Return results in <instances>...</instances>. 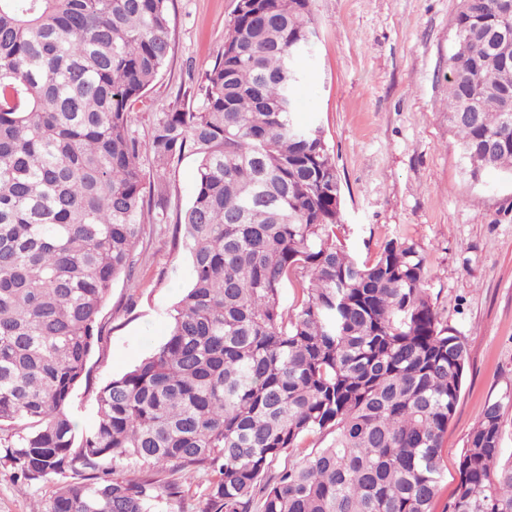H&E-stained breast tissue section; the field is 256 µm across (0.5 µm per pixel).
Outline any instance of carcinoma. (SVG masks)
I'll return each mask as SVG.
<instances>
[{"label":"carcinoma","mask_w":512,"mask_h":512,"mask_svg":"<svg viewBox=\"0 0 512 512\" xmlns=\"http://www.w3.org/2000/svg\"><path fill=\"white\" fill-rule=\"evenodd\" d=\"M168 2L0 0L5 460L53 484L32 512H163L177 486L127 472L169 465L215 473L201 512H432L466 342L441 325L415 244L361 262L338 236L336 166L322 128L295 119L303 69L288 76V49L316 33L312 0H238L197 103L159 114L142 144L131 112L168 60ZM453 28L448 129L473 181L512 174V0H460ZM187 154L195 193L175 232L190 287L79 433L67 407L104 302ZM501 418L488 405L468 435L448 512H512ZM315 433L331 441L272 473Z\"/></svg>","instance_id":"carcinoma-1"}]
</instances>
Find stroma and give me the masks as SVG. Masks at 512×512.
<instances>
[{"mask_svg": "<svg viewBox=\"0 0 512 512\" xmlns=\"http://www.w3.org/2000/svg\"><path fill=\"white\" fill-rule=\"evenodd\" d=\"M238 0H171L172 50L132 114L146 140L158 113L186 106L224 47ZM460 0H312L318 37L303 63L302 119L320 125L342 184V234L351 253L374 259L384 242L415 243L433 273L428 293L442 324L465 337L469 367L443 440L445 478L434 512H446L459 458L488 404L502 405V457L512 458V179L471 182L448 130V54ZM197 159L185 155L167 178L164 216L146 214L132 279H118L101 313L88 382L68 411L80 426L96 416L99 388L165 339L169 313L191 279L172 230L195 191ZM164 480L180 492L164 512H201L203 473ZM54 488L17 480L0 458V512H31Z\"/></svg>", "mask_w": 512, "mask_h": 512, "instance_id": "1", "label": "stroma"}]
</instances>
